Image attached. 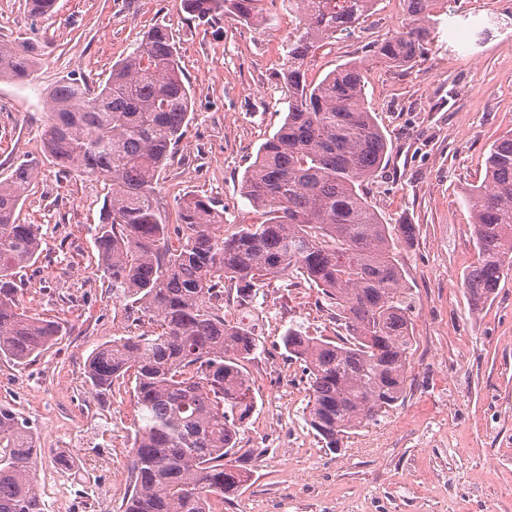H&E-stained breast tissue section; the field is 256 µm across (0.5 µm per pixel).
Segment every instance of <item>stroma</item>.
Instances as JSON below:
<instances>
[{"label": "stroma", "mask_w": 512, "mask_h": 512, "mask_svg": "<svg viewBox=\"0 0 512 512\" xmlns=\"http://www.w3.org/2000/svg\"><path fill=\"white\" fill-rule=\"evenodd\" d=\"M26 3L0 0V43L25 38L37 47L31 81H0V179L19 159L42 161L19 212L21 223L39 225L41 256L17 275V299L29 316L64 322L67 334L30 365L0 359V404L33 429L47 512H59L60 453L76 462L70 512H123L134 400L124 387L97 394L86 364L96 347L157 326L113 300L100 269L91 229L104 182L41 158L48 92L74 77L97 87L150 29L166 28L194 98L159 176L157 205L171 219L183 196L214 200L230 233L261 218L241 180L284 120L281 74L298 32L288 0H258L264 22L256 27L195 18L182 0H56L39 20ZM436 15L428 53L405 69L365 59L403 19L386 6L306 65L319 80L365 61L367 101L388 141L368 201L388 222L416 227L399 253L415 336L403 397L344 448L324 447L307 422L305 364L287 355L282 336L296 325L338 340L345 330L335 307L297 273L264 281L244 305L226 283L228 320L252 324L259 347L244 364L258 405L232 456L248 480L225 496L223 512H512V272L478 310L463 288L476 259L465 197L484 177L492 142L512 133V0H464L455 17Z\"/></svg>", "instance_id": "1"}]
</instances>
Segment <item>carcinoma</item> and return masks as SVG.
I'll return each instance as SVG.
<instances>
[{"label":"carcinoma","mask_w":512,"mask_h":512,"mask_svg":"<svg viewBox=\"0 0 512 512\" xmlns=\"http://www.w3.org/2000/svg\"><path fill=\"white\" fill-rule=\"evenodd\" d=\"M56 0H28L30 14L52 13ZM199 19L218 12L240 23L259 19L257 0H182ZM378 0H288L301 35L288 45L283 72L288 110L245 171L242 196L263 212L259 224L224 235V212L199 196L179 200L182 243L169 246L170 224L156 202L159 172L184 134L194 91L163 27L152 28L91 91L72 79L50 96L43 155L66 172L111 187L93 230L112 297L155 321L151 336L97 348L89 377L100 391L132 380L139 420L129 460L124 512H213L211 499L246 482L231 464L239 428L257 405L243 362L257 348L248 326L224 317L214 300L224 283L242 301L270 277L301 273L336 304L347 336L316 339L292 326L288 353L306 364L308 424L338 449L351 431L377 420L402 397L413 346L399 247L413 224H385L363 187L381 169L387 138L368 107L359 64L347 62L317 82L305 64L327 40L365 18ZM402 27L374 43L370 57L404 67L432 41L434 10L448 0H403ZM36 50L0 43V80L33 73ZM40 167L27 157L0 181V358L35 361L65 335L64 323L19 311L17 270L40 256L36 224L18 212ZM478 257L464 274L471 304L486 303L512 270V135L495 141L482 183L468 193ZM35 447L27 421L0 407V512H45L32 476Z\"/></svg>","instance_id":"obj_1"}]
</instances>
